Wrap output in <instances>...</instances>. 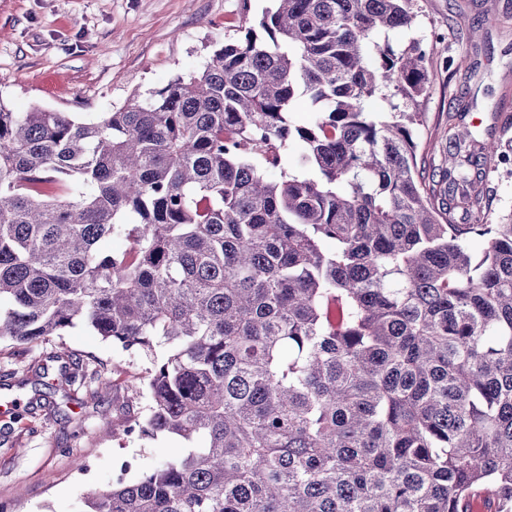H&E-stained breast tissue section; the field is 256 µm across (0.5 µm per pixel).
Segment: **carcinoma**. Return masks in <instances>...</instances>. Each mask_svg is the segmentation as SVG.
Here are the masks:
<instances>
[{
	"mask_svg": "<svg viewBox=\"0 0 512 512\" xmlns=\"http://www.w3.org/2000/svg\"><path fill=\"white\" fill-rule=\"evenodd\" d=\"M413 2L276 0L94 116L0 102V342L153 356L123 432L193 443L84 512H512V214L479 171L512 157L456 126L448 188L420 181ZM292 143L308 173L268 180Z\"/></svg>",
	"mask_w": 512,
	"mask_h": 512,
	"instance_id": "carcinoma-1",
	"label": "carcinoma"
}]
</instances>
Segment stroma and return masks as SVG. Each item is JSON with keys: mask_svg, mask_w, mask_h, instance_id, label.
<instances>
[{"mask_svg": "<svg viewBox=\"0 0 512 512\" xmlns=\"http://www.w3.org/2000/svg\"><path fill=\"white\" fill-rule=\"evenodd\" d=\"M273 0H0V102L91 116L198 71L228 39L256 27ZM411 32L430 54L419 109L417 163L424 180L446 167L448 124L512 145V0L486 18L483 0H415ZM481 27L469 41V27ZM456 60L460 69L448 68ZM79 362L56 384L52 355ZM152 358L83 326L22 351L0 343V503L12 512H84L85 488H109L114 471L154 469L185 446L177 437L115 436L126 417L148 418ZM112 388L97 397L99 378Z\"/></svg>", "mask_w": 512, "mask_h": 512, "instance_id": "stroma-1", "label": "stroma"}]
</instances>
